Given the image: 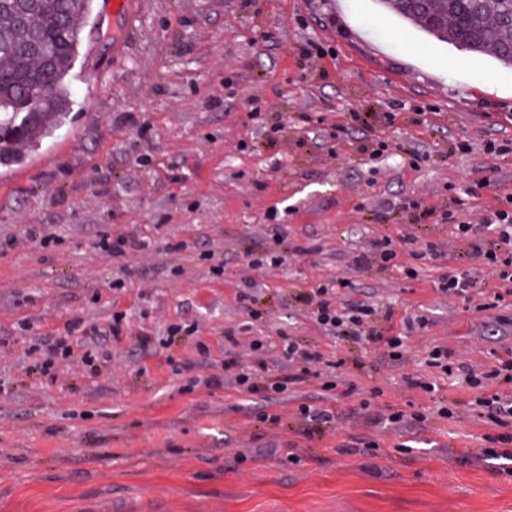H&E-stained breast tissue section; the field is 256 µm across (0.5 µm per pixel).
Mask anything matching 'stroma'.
<instances>
[{"instance_id":"obj_1","label":"stroma","mask_w":512,"mask_h":512,"mask_svg":"<svg viewBox=\"0 0 512 512\" xmlns=\"http://www.w3.org/2000/svg\"><path fill=\"white\" fill-rule=\"evenodd\" d=\"M102 2L81 23L64 124L0 167V512H512V461L481 455L502 429L473 410L477 390L441 381L444 419L407 384L428 376V346L459 367L512 348L497 322L512 299L483 309L496 282L449 228L512 197V154L483 149L512 139V71L377 0H139L117 22ZM309 42L326 55L301 59ZM258 110L285 122L280 138ZM120 235L148 247L99 249ZM407 237L443 252L355 266ZM268 252L284 263L252 268ZM461 270L469 303L437 290ZM336 276L339 301L425 318L406 362L316 323L303 297ZM230 334L264 340L271 379L286 335L344 359L336 389L193 386ZM53 336L73 354L51 380L34 360ZM96 337L111 356L93 374ZM304 403L333 409L332 427L307 435ZM398 409L421 422L390 423ZM399 250L392 240L384 238L373 242L371 249L358 254L354 259L356 266H363L369 263L379 262L381 268L396 267L399 259Z\"/></svg>"}]
</instances>
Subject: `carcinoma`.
Listing matches in <instances>:
<instances>
[{
	"instance_id": "carcinoma-1",
	"label": "carcinoma",
	"mask_w": 512,
	"mask_h": 512,
	"mask_svg": "<svg viewBox=\"0 0 512 512\" xmlns=\"http://www.w3.org/2000/svg\"><path fill=\"white\" fill-rule=\"evenodd\" d=\"M382 7L426 34L451 46L485 54L512 70V0H378ZM19 0H0V166L19 160L16 146L36 142L62 124L70 107L67 77L82 42L78 20L91 0H28L18 16ZM42 37L53 53L50 68L25 47ZM46 87L45 99L32 97ZM28 104L29 111L12 106Z\"/></svg>"
}]
</instances>
